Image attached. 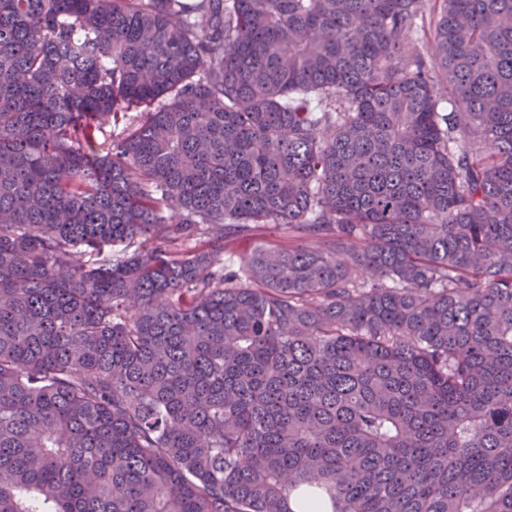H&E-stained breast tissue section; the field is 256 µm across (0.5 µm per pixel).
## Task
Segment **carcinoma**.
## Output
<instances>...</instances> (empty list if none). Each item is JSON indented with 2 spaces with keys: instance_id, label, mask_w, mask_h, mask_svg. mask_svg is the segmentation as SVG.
Wrapping results in <instances>:
<instances>
[{
  "instance_id": "1",
  "label": "carcinoma",
  "mask_w": 512,
  "mask_h": 512,
  "mask_svg": "<svg viewBox=\"0 0 512 512\" xmlns=\"http://www.w3.org/2000/svg\"><path fill=\"white\" fill-rule=\"evenodd\" d=\"M426 2L0 0V512H512V0ZM251 225V229L244 234L224 238V273L238 271L242 259L259 244L276 251L304 241L280 224Z\"/></svg>"
}]
</instances>
